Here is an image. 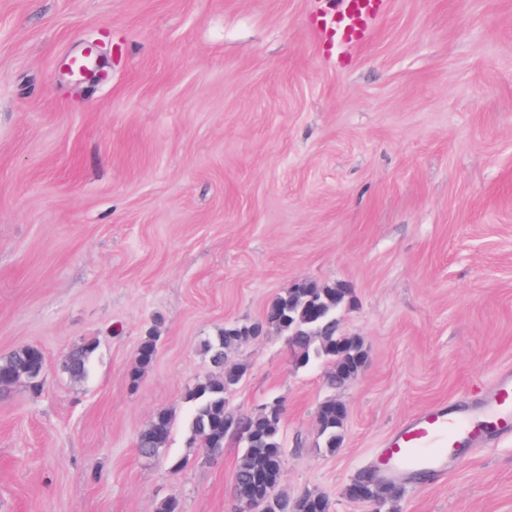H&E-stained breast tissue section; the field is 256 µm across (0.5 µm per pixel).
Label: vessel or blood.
Segmentation results:
<instances>
[{
  "mask_svg": "<svg viewBox=\"0 0 512 512\" xmlns=\"http://www.w3.org/2000/svg\"><path fill=\"white\" fill-rule=\"evenodd\" d=\"M376 20L374 0H325L319 32L339 47L367 40ZM512 435V372L496 378L472 410L434 405L411 417L386 440L377 463L380 474L441 473L475 443Z\"/></svg>",
  "mask_w": 512,
  "mask_h": 512,
  "instance_id": "vessel-or-blood-1",
  "label": "vessel or blood"
}]
</instances>
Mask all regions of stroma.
Listing matches in <instances>:
<instances>
[{
  "mask_svg": "<svg viewBox=\"0 0 512 512\" xmlns=\"http://www.w3.org/2000/svg\"><path fill=\"white\" fill-rule=\"evenodd\" d=\"M318 0H0V356L27 345L39 391H0V512H231L244 448L189 445L187 390L224 325L300 279L366 363L336 390L270 332L229 356L227 395L283 408L281 494L372 512L349 485L402 422L465 410L512 372V0H382L360 46L317 32ZM112 50L105 80L61 56ZM160 340L138 386L128 372ZM98 344L76 381L64 355ZM348 416L335 452L316 411ZM175 414L142 459L153 414ZM381 512H512V438L398 481ZM158 339L159 336L149 333L141 340L129 373L130 381L134 386L139 382L143 373L152 365L157 352ZM175 423L174 413L166 408L157 410L148 426L140 432L136 448L139 456L152 459L165 449Z\"/></svg>",
  "mask_w": 512,
  "mask_h": 512,
  "instance_id": "1",
  "label": "stroma"
}]
</instances>
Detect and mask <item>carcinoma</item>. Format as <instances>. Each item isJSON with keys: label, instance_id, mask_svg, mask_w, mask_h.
I'll return each mask as SVG.
<instances>
[{"label": "carcinoma", "instance_id": "carcinoma-1", "mask_svg": "<svg viewBox=\"0 0 512 512\" xmlns=\"http://www.w3.org/2000/svg\"><path fill=\"white\" fill-rule=\"evenodd\" d=\"M353 302L352 292L342 286H313L298 293L290 288L278 296L265 310L258 328L275 330L286 336L292 360L297 367L323 362L332 370L327 385L334 389L343 381L336 373V360H341L350 373H356L366 360L361 339L339 332L337 311L345 302ZM252 340L239 326H226L215 336L206 338L202 350L208 355L213 372L197 380L189 388L190 403L187 420L189 444L213 457L224 448V439L231 434L229 427L243 423L251 434L233 480L237 496L242 501H262L266 512H330L329 500L320 493L303 492L293 498L282 496L277 487L282 481L283 444L282 416L279 412L244 414L227 407L226 395L237 386L247 372L242 363H228V354ZM158 337L150 333L141 340L129 378L137 384L152 365L157 352ZM97 350L96 341L88 339L73 348L63 359L62 368L76 380L87 377ZM44 358L35 346H23L0 357V374L10 375L13 383L22 380L37 388L40 383L31 368ZM347 415V406L329 397L317 410V425L324 447L336 450L340 430ZM175 423L174 413L166 408L157 410L148 426L140 432L136 448L139 456L152 459L165 449Z\"/></svg>", "mask_w": 512, "mask_h": 512}]
</instances>
